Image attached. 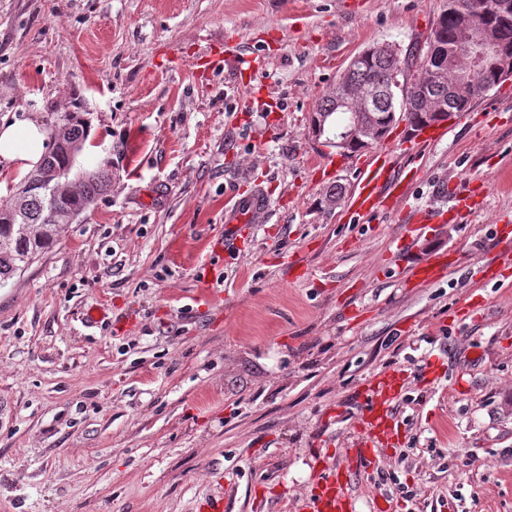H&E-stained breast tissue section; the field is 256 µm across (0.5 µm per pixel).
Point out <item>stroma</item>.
Masks as SVG:
<instances>
[{
	"mask_svg": "<svg viewBox=\"0 0 512 512\" xmlns=\"http://www.w3.org/2000/svg\"><path fill=\"white\" fill-rule=\"evenodd\" d=\"M446 7L0 0V120L82 112L77 167L112 169L0 287V512H305L334 462L356 512H512V77L439 142L401 115L352 153L309 132L354 56L412 53ZM387 148L413 177L399 210L352 215ZM469 180L483 204L461 216ZM257 184L269 222L221 252L225 208ZM419 210L443 217L422 238ZM427 239L447 269L423 284ZM388 369L399 434L349 465L359 392Z\"/></svg>",
	"mask_w": 512,
	"mask_h": 512,
	"instance_id": "stroma-1",
	"label": "stroma"
}]
</instances>
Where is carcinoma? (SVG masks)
<instances>
[{"label":"carcinoma","mask_w":512,"mask_h":512,"mask_svg":"<svg viewBox=\"0 0 512 512\" xmlns=\"http://www.w3.org/2000/svg\"><path fill=\"white\" fill-rule=\"evenodd\" d=\"M457 2L448 0V9L432 34L433 42L427 44L421 56V62L427 67L451 64L463 69L468 65L465 58H448L459 25ZM491 24L497 43L512 48V10L494 16ZM407 70L408 61L392 51L351 62L346 68L347 82L371 94L370 110L364 111L363 106L355 102L352 109L337 111L336 97L343 90L338 83L331 94L318 101L312 121L323 123L327 131L348 130L353 137L362 139L372 134H386L398 111H407L411 125L418 128L423 113L440 112L445 120L482 95L478 90L453 92L448 86L439 85L430 89L428 97H419L416 95L418 83L407 82ZM67 116L64 141L75 147L74 153L53 144L51 151L22 183L24 187L30 186V205L23 211L22 218L8 211L0 214V285L21 274L37 255L49 249L62 226L69 223L70 215L89 210L112 184V169L105 164L71 176L75 154L81 151L88 134L87 123L80 113L69 112ZM46 171L56 172L57 177L43 192L35 183Z\"/></svg>","instance_id":"obj_1"}]
</instances>
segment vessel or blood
Returning a JSON list of instances; mask_svg holds the SVG:
<instances>
[{
  "label": "vessel or blood",
  "mask_w": 512,
  "mask_h": 512,
  "mask_svg": "<svg viewBox=\"0 0 512 512\" xmlns=\"http://www.w3.org/2000/svg\"><path fill=\"white\" fill-rule=\"evenodd\" d=\"M393 172V157L387 154L378 156L370 167L363 171L357 183L351 199L352 212L370 215L382 208H396L397 196L388 197L382 192L383 186L390 182ZM269 212L270 203L263 189H254L237 198L234 204L224 211L227 238H236L242 225L267 222ZM401 390V378L397 372L392 371L375 376L365 391L364 408L358 422L364 437L353 451L357 464H376L374 445L393 429L389 404L398 398ZM310 501L313 512H355L344 468H325L317 486L310 494Z\"/></svg>",
  "instance_id": "b4317fda"
}]
</instances>
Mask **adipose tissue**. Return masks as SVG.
Wrapping results in <instances>:
<instances>
[{"instance_id": "adipose-tissue-1", "label": "adipose tissue", "mask_w": 512, "mask_h": 512, "mask_svg": "<svg viewBox=\"0 0 512 512\" xmlns=\"http://www.w3.org/2000/svg\"><path fill=\"white\" fill-rule=\"evenodd\" d=\"M48 138L42 125L32 119L0 124V166L23 170L43 157Z\"/></svg>"}]
</instances>
